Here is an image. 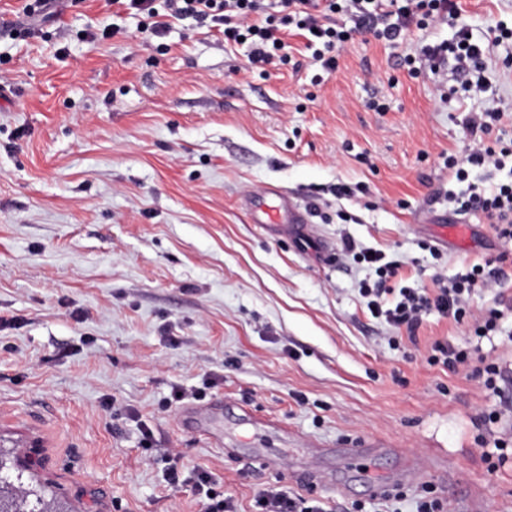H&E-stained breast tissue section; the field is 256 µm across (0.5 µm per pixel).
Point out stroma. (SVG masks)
Returning a JSON list of instances; mask_svg holds the SVG:
<instances>
[{
    "label": "stroma",
    "instance_id": "stroma-1",
    "mask_svg": "<svg viewBox=\"0 0 512 512\" xmlns=\"http://www.w3.org/2000/svg\"><path fill=\"white\" fill-rule=\"evenodd\" d=\"M461 6L475 35L512 25V0ZM18 7L0 0V438L30 463L25 486L71 512H203L165 480L176 452L240 512L279 484L352 512L372 477L415 456L437 469L408 480L403 512L426 482L453 512H512V466L485 460L512 441V402L427 362L467 328L435 313L412 335L377 322L358 291L373 269L342 253L354 238L430 289L504 252L449 205L460 186L444 165L467 145L466 111L512 104L503 48L483 94L403 66L447 26L396 48L355 36L314 85L305 68L247 70L244 46L191 18L147 44L106 0H55L40 20ZM105 18L119 34L91 40ZM271 184L308 211L305 239L253 223L247 200ZM212 400L234 409L188 427L186 410ZM347 448L364 451L351 467Z\"/></svg>",
    "mask_w": 512,
    "mask_h": 512
}]
</instances>
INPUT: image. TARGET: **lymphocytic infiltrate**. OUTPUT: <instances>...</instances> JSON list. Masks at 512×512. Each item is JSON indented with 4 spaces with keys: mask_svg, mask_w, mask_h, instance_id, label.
<instances>
[{
    "mask_svg": "<svg viewBox=\"0 0 512 512\" xmlns=\"http://www.w3.org/2000/svg\"><path fill=\"white\" fill-rule=\"evenodd\" d=\"M124 11L141 16L143 33L160 37L168 28L169 19L193 17L208 20L221 27L228 43L243 42L248 47L250 67L261 68L272 61L292 60L288 37L292 30L301 31L312 64L323 73L337 68V51L356 34H365L389 45H400L407 32L431 26L452 24V40L420 45L415 54L405 55L407 66H420L439 73L448 60H455L462 73H483L485 59L491 48L512 42V27L497 23L487 39L474 36L462 20L459 0H109ZM348 15L353 28L336 21L337 14ZM465 128L472 142L467 154L448 156L444 164L457 182L460 192H452L448 200L456 212L481 216L503 243H512V172L490 189L470 183L472 169L491 167L506 170L512 163V111L490 106L470 113ZM344 252L355 263L374 269L373 282H360L359 292L366 298L374 318L397 329L415 331L424 316L437 312L455 323H465L476 338L497 335L501 322L508 315L499 307L475 308L472 297L504 279L500 266L485 260L466 266L452 281H437L432 290L395 288L394 281L401 264L386 260L382 251L358 246L345 240ZM398 294L393 306H386L385 296ZM429 364L454 370L474 367L483 385L498 392L502 371L495 360L488 358L481 346L460 347L451 340H437L427 358ZM254 512H326L322 503H310L301 494L284 488H266L254 499Z\"/></svg>",
    "mask_w": 512,
    "mask_h": 512,
    "instance_id": "lymphocytic-infiltrate-1",
    "label": "lymphocytic infiltrate"
}]
</instances>
